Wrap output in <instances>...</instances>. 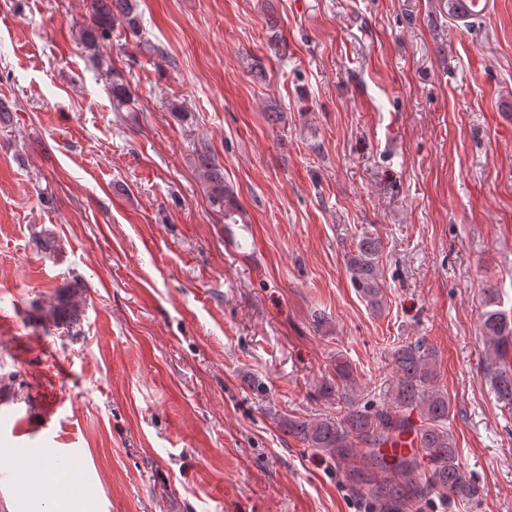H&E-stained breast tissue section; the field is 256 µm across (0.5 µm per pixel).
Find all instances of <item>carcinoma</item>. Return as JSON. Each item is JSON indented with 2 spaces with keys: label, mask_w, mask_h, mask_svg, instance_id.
I'll return each instance as SVG.
<instances>
[{
  "label": "carcinoma",
  "mask_w": 512,
  "mask_h": 512,
  "mask_svg": "<svg viewBox=\"0 0 512 512\" xmlns=\"http://www.w3.org/2000/svg\"><path fill=\"white\" fill-rule=\"evenodd\" d=\"M137 36L140 13L137 0H94L91 26L83 32L90 45L109 36L114 25ZM199 175L207 189L209 206L224 212L231 221L237 211L233 186L224 179L208 146L196 150ZM381 241L376 233L362 228L354 248L345 253L350 281L371 307L384 297L378 267ZM481 328L490 348L487 379L497 402L512 409V310H505L495 288L485 289ZM87 286L75 280L59 289L40 306L39 324L61 327L70 336L81 332ZM437 353L422 339L395 347L389 357V371L383 382L386 403L356 405L351 392L352 374L345 365L336 368V397L346 405L336 421L290 418L284 430L306 447L320 451L349 468V481L379 507V512H398L408 495L418 501L435 493L447 499L470 500L478 496L475 479L459 464L456 440L448 426L452 402L448 392L437 387ZM417 440L416 451L391 461L380 449L404 433Z\"/></svg>",
  "instance_id": "cac0c4a2"
}]
</instances>
